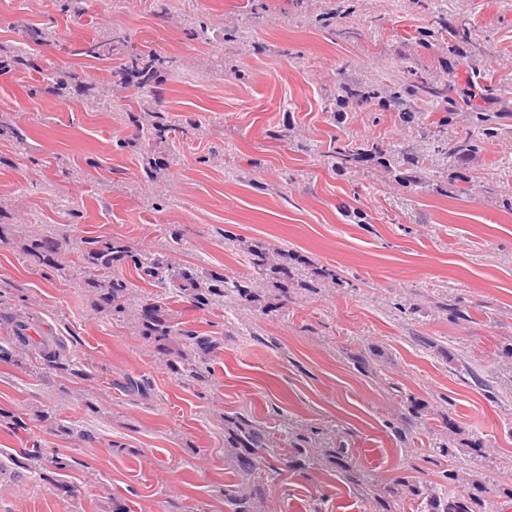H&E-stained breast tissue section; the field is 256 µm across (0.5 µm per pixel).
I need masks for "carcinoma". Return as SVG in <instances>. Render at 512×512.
<instances>
[{
  "label": "carcinoma",
  "instance_id": "carcinoma-1",
  "mask_svg": "<svg viewBox=\"0 0 512 512\" xmlns=\"http://www.w3.org/2000/svg\"><path fill=\"white\" fill-rule=\"evenodd\" d=\"M60 12L74 20H81L86 13L85 0H56ZM353 6H336V0H328L322 12L314 18L315 25L331 29L339 16L347 17ZM271 17L267 0H249V9L238 24L224 28V42L237 46L249 42L250 29L264 25ZM56 32L50 26H24L22 37L26 43L50 45ZM473 25L470 20L448 14L437 8L431 12L429 24L419 32L426 45L446 42H471ZM71 53L93 59L113 58L110 80L99 85L86 80L85 74L75 69H61L55 63L29 52L8 51L0 45V70L14 64L41 75V90L64 94L82 93L93 100L112 98L132 91L137 102H156L163 94V78L180 71V60L171 55L159 54L139 48L132 36L123 29L110 27L100 30L93 37L77 43ZM401 77L390 79L386 84L371 77L336 85L333 105L350 102L368 103L386 98L397 106L400 121L411 130V140L382 148L377 144L357 143L350 139L331 149L327 158L331 166L344 170L357 164L376 160L393 174L395 181L405 187L420 184L419 172L423 170H453L461 182H469L465 174L472 157L483 144L493 138L512 133L508 122L509 113L480 107L468 96L454 97L455 84L435 82L424 76L416 66L400 69ZM466 113L470 128L460 133L454 131L461 113ZM139 131L150 139L166 141L170 133H185L186 127L176 123L173 117L155 107L145 106L134 117ZM0 141L21 143L22 130L7 116L0 117ZM61 244L54 231L27 240L24 251L36 265L59 275L66 273L60 259ZM74 251L85 284L95 296L94 306L98 313L116 321H127L141 338L152 346L166 362L167 369L176 379L190 378L196 383L208 381L211 370L207 366L209 355L218 341L214 336H202L197 331L179 327L174 323L163 302L156 299H136L120 270L127 263L164 288L172 289L189 298L193 306L206 309L229 303L239 308L271 312L274 307L262 303L263 290L252 284L227 275L203 273L194 268L180 267L168 257L159 254H142L120 239H82L75 243ZM243 260L257 274L269 275L276 280L279 296L288 297V281L293 279L288 267V255L282 250L261 244L246 246ZM344 280L335 270L324 267L316 273L314 286H343ZM437 307L448 312L452 320H467L457 302L442 295L435 301ZM4 329L10 330L7 345L0 346V361H20L29 355L30 347H40L37 364L40 369L72 372V364L45 341L37 342L27 334L30 325L9 315L4 318ZM231 424L227 439L230 462L240 477L241 487L223 490L224 512H256L269 490V481L275 478V467L266 465L268 458L288 455L292 448L301 454L318 441V433L298 430L285 437L270 432L253 421L236 416L222 418ZM344 448H323L319 463L326 461L343 468ZM29 468L45 480L54 479L71 467L74 459L57 452L47 453L41 448L25 451ZM399 486L419 497L426 512H492L480 496V483L471 481L468 500L442 495L433 489H421L407 481Z\"/></svg>",
  "mask_w": 512,
  "mask_h": 512
}]
</instances>
